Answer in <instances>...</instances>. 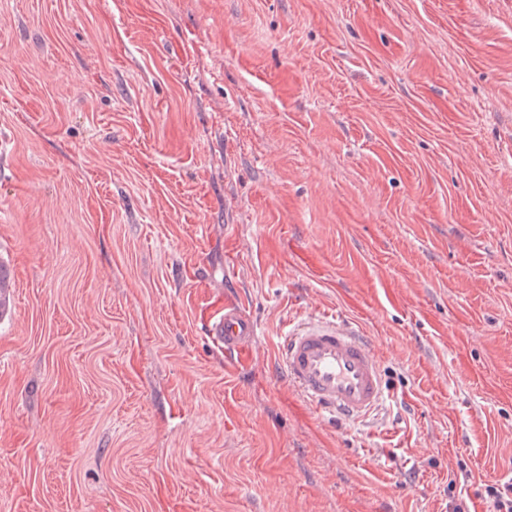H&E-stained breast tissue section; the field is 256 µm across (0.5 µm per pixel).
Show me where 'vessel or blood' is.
<instances>
[{"instance_id":"obj_1","label":"vessel or blood","mask_w":512,"mask_h":512,"mask_svg":"<svg viewBox=\"0 0 512 512\" xmlns=\"http://www.w3.org/2000/svg\"><path fill=\"white\" fill-rule=\"evenodd\" d=\"M207 332L225 357L235 360L257 338L258 325L240 305L228 302ZM278 365L302 399L331 419L362 420L387 396L381 363L363 332L338 315L289 322L280 337Z\"/></svg>"}]
</instances>
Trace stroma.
<instances>
[{"instance_id": "1", "label": "stroma", "mask_w": 512, "mask_h": 512, "mask_svg": "<svg viewBox=\"0 0 512 512\" xmlns=\"http://www.w3.org/2000/svg\"><path fill=\"white\" fill-rule=\"evenodd\" d=\"M0 263V512H486L512 0H0ZM311 312L381 362L364 422L275 371ZM212 341L224 348V357L237 360L249 350L258 336V325L240 305L224 303V314L207 325Z\"/></svg>"}]
</instances>
